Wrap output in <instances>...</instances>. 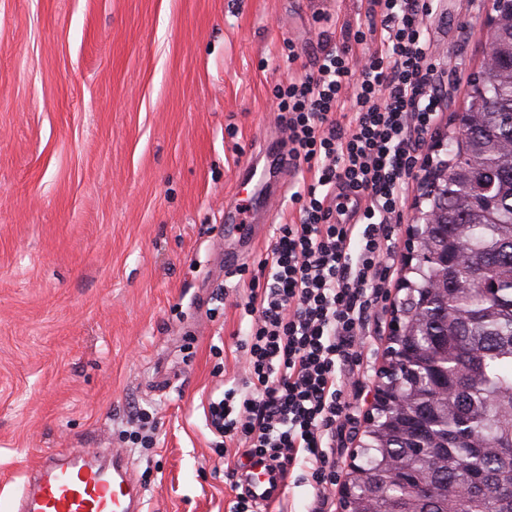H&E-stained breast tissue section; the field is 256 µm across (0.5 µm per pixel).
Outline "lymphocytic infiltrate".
<instances>
[{
	"mask_svg": "<svg viewBox=\"0 0 512 512\" xmlns=\"http://www.w3.org/2000/svg\"><path fill=\"white\" fill-rule=\"evenodd\" d=\"M427 0H369V25L323 11L341 46L322 43L313 72L279 91L290 160L306 165L299 221L281 224L242 307L250 328L246 392L211 401L243 457L303 464L323 496L336 428L349 417L338 376L357 366L358 338L386 293V232L406 200L440 109ZM375 44L360 73L356 50Z\"/></svg>",
	"mask_w": 512,
	"mask_h": 512,
	"instance_id": "1",
	"label": "lymphocytic infiltrate"
}]
</instances>
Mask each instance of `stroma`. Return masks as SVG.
I'll return each mask as SVG.
<instances>
[{
  "mask_svg": "<svg viewBox=\"0 0 512 512\" xmlns=\"http://www.w3.org/2000/svg\"><path fill=\"white\" fill-rule=\"evenodd\" d=\"M317 0H0V503L56 452L132 463L145 512H226L234 498L206 425L211 394L248 374L240 305L277 225L299 217L280 175L278 88L318 50ZM489 0H434L424 25L454 128L486 48ZM263 181L242 180L245 165ZM422 186L389 226L390 296L371 307L363 363L326 500L292 468L271 512H337L385 361L392 298ZM252 224L248 244L226 230ZM238 262L224 270V254ZM147 410L148 448L126 442Z\"/></svg>",
  "mask_w": 512,
  "mask_h": 512,
  "instance_id": "35a3bbf8",
  "label": "stroma"
}]
</instances>
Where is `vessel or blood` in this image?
Wrapping results in <instances>:
<instances>
[{"label":"vessel or blood","instance_id":"obj_1","mask_svg":"<svg viewBox=\"0 0 512 512\" xmlns=\"http://www.w3.org/2000/svg\"><path fill=\"white\" fill-rule=\"evenodd\" d=\"M242 487L255 502H272L285 487L277 463L248 461ZM143 494L131 481L130 464L113 455L105 468L82 452L65 462L43 463L28 480L14 512H138Z\"/></svg>","mask_w":512,"mask_h":512}]
</instances>
